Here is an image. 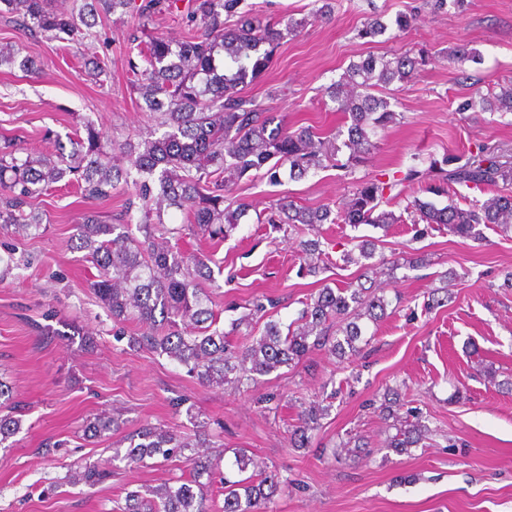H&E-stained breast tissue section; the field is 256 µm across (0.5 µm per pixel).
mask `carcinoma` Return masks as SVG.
Masks as SVG:
<instances>
[{"label":"carcinoma","mask_w":512,"mask_h":512,"mask_svg":"<svg viewBox=\"0 0 512 512\" xmlns=\"http://www.w3.org/2000/svg\"><path fill=\"white\" fill-rule=\"evenodd\" d=\"M239 4L240 0H189L186 20L192 34L177 44L152 37L139 51L141 63L131 64L134 91L160 136L150 133L135 143L127 137L106 144L96 122L80 115L68 152L31 156L16 140L0 139L1 231L28 236L45 230L33 200L63 180L77 184L86 199L106 200L114 190L132 197L119 223L109 224L91 212L76 225L79 248L88 252L99 271L91 288L113 322L141 325V332L128 338L130 347L175 361L202 386L255 384L315 350L340 360L356 355L364 341L359 321L383 318L388 306L385 296L362 284L324 287L305 301L301 327L284 331L271 320L255 342L235 350L224 332L215 328L213 300L204 288L213 280L210 256L186 253L170 244L172 238L179 241L187 236L222 240L237 227L247 206L226 198L230 183L255 172L279 184L285 166L289 178L300 179L326 167L336 156V147L311 127H290L240 95V86L259 74L281 41L297 32L300 24L283 25L240 13ZM161 10L162 0H79L70 9H56L48 0H0V14L14 18L24 30L49 40L65 35L77 45L92 35L97 23L117 13L135 16L143 25ZM1 65L31 75L40 72L33 58L10 47H0ZM418 65L407 54L368 56L351 64L342 80L329 87L328 97L350 121L344 141L350 154L342 167L356 168L369 152L370 135L396 120L390 102L374 90L409 80ZM474 95L479 100L464 101L462 109L478 104L485 111L512 112L511 84L485 92L478 88ZM414 180L426 182V192L434 195L448 194L457 186L482 190L500 183L512 185V165L482 158L446 170L435 160L428 170H412L402 179L357 182L351 198L337 212L327 205L307 208L281 201L263 223L278 231L286 224H301L310 231L319 224H396L402 216L380 206L405 195L403 184ZM393 190L396 194L386 195ZM461 199L462 205L452 201L438 208L415 197L406 209L413 223L446 224L463 238L479 237L480 226L486 224L512 230L511 193L484 201L466 195ZM172 209L185 212L187 222L166 226L165 216ZM132 223L140 236L129 233ZM328 410L316 397L300 403L289 430L292 447H308L309 431L319 426ZM381 412L385 420H393L396 433L389 436L387 447L396 453L418 446L428 432L420 413L404 410L397 388L384 394ZM13 413L11 388L0 379V445L20 429ZM115 425L102 412L89 422L88 431L102 436ZM127 442L125 451L115 449L112 460L131 467L147 459L182 457L192 476L164 483L151 490L150 497L130 491L113 512H207V493L216 481L224 484L223 512H260L288 489V481L273 471L238 480L225 476L223 458L206 452L210 443L203 430L190 440L145 424ZM107 476L105 470L89 464L70 480L95 485Z\"/></svg>","instance_id":"carcinoma-1"}]
</instances>
